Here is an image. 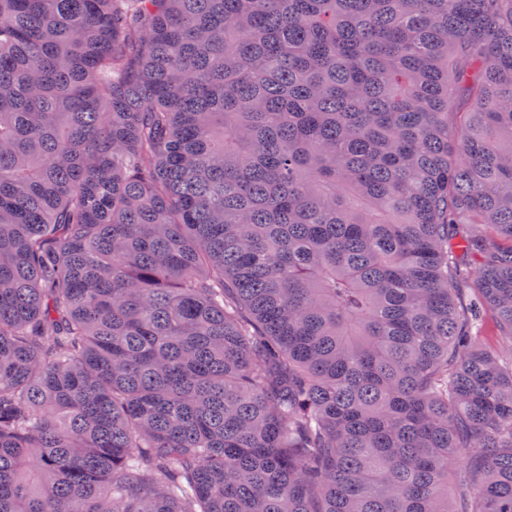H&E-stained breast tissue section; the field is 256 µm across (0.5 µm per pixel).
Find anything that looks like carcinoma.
Wrapping results in <instances>:
<instances>
[{
    "mask_svg": "<svg viewBox=\"0 0 512 512\" xmlns=\"http://www.w3.org/2000/svg\"><path fill=\"white\" fill-rule=\"evenodd\" d=\"M488 308L512 0H0V512H512Z\"/></svg>",
    "mask_w": 512,
    "mask_h": 512,
    "instance_id": "carcinoma-1",
    "label": "carcinoma"
}]
</instances>
